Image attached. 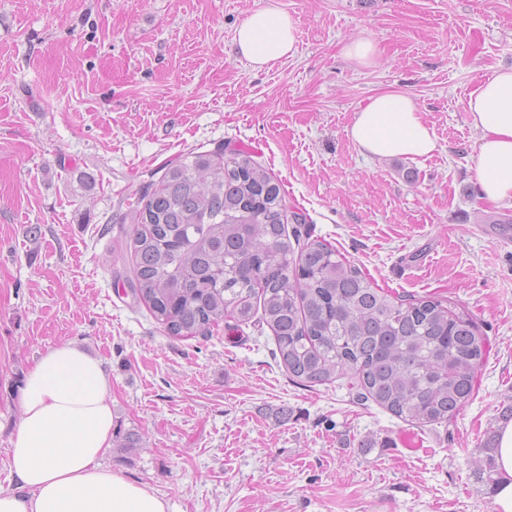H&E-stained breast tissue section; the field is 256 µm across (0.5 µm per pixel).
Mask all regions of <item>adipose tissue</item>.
Segmentation results:
<instances>
[{"instance_id":"adipose-tissue-1","label":"adipose tissue","mask_w":512,"mask_h":512,"mask_svg":"<svg viewBox=\"0 0 512 512\" xmlns=\"http://www.w3.org/2000/svg\"><path fill=\"white\" fill-rule=\"evenodd\" d=\"M294 19L269 0L237 28L234 42L253 69L293 57ZM478 134L475 179L479 197L512 206V69L495 72L468 96ZM347 133L374 158L426 159L438 138L412 98L387 91L355 113ZM20 422L9 468L21 492L0 489V512H168L164 497L106 466L116 426L112 383L100 358L67 341L41 353L26 372ZM493 503L512 512V420L498 426Z\"/></svg>"}]
</instances>
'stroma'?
I'll return each instance as SVG.
<instances>
[{"instance_id":"obj_1","label":"stroma","mask_w":512,"mask_h":512,"mask_svg":"<svg viewBox=\"0 0 512 512\" xmlns=\"http://www.w3.org/2000/svg\"><path fill=\"white\" fill-rule=\"evenodd\" d=\"M268 1L0 0V487L16 486L23 371L76 340L112 374L118 432L140 437L106 464L170 512H494L480 472L512 407V207L478 197L466 101L512 67V0H276L297 52L256 71L233 37ZM355 39L376 66L343 57ZM393 90L433 127L431 158L348 138ZM220 145L245 147L310 240L375 287L470 313L489 352L452 423L358 403L343 376L291 381L267 327L168 336L127 295L126 196Z\"/></svg>"}]
</instances>
